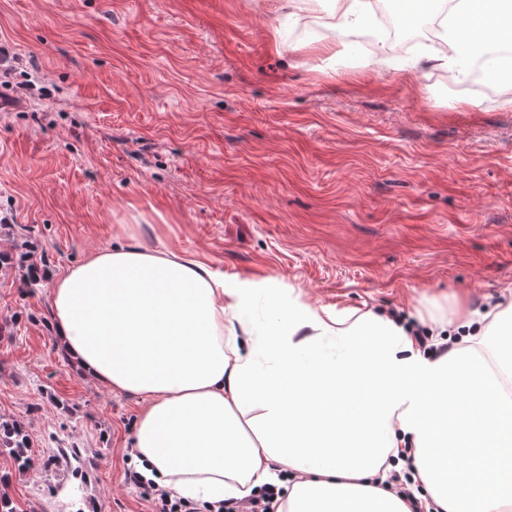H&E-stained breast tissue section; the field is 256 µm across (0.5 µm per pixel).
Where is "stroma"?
<instances>
[{"label":"stroma","mask_w":512,"mask_h":512,"mask_svg":"<svg viewBox=\"0 0 512 512\" xmlns=\"http://www.w3.org/2000/svg\"><path fill=\"white\" fill-rule=\"evenodd\" d=\"M274 0H0L6 41L43 95L0 98V498L88 512L44 481L59 448L99 451L97 512H155L126 482L137 399L83 376L56 343L52 276L137 238L318 305L428 326L454 296L512 287V84L330 69L285 48ZM41 259L27 286L18 259Z\"/></svg>","instance_id":"1"}]
</instances>
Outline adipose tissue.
Here are the masks:
<instances>
[{"instance_id":"ef3b65f1","label":"adipose tissue","mask_w":512,"mask_h":512,"mask_svg":"<svg viewBox=\"0 0 512 512\" xmlns=\"http://www.w3.org/2000/svg\"><path fill=\"white\" fill-rule=\"evenodd\" d=\"M330 3L334 31L375 22L371 0ZM420 18L443 29L433 67L512 69V0H399L400 24ZM50 314L89 379L139 398L132 458L177 497L243 498L277 464L275 512H512V289L482 315L455 298L463 338L433 360L382 317L133 242L58 276ZM404 452L413 504L385 486Z\"/></svg>"}]
</instances>
